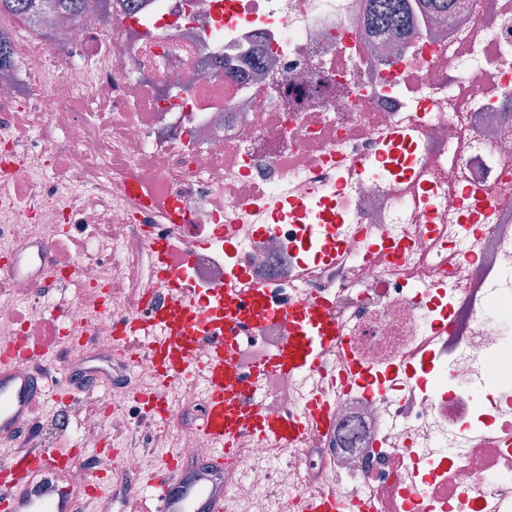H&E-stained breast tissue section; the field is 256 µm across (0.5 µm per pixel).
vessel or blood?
<instances>
[{"label": "vessel or blood", "mask_w": 512, "mask_h": 512, "mask_svg": "<svg viewBox=\"0 0 512 512\" xmlns=\"http://www.w3.org/2000/svg\"><path fill=\"white\" fill-rule=\"evenodd\" d=\"M316 194L311 187L299 196L278 194L256 202L246 200L242 206L258 218L309 214ZM145 238L157 269L156 283L148 292L146 310L113 317L112 332L122 354L140 357L160 381V388L143 392L140 398L163 424L174 420L171 390L193 378L202 380L204 414L198 439L209 454L207 463L188 471L182 465L184 449H168L140 487L149 494L151 506L135 504L129 512H236L216 478L243 437L284 451L306 430L327 435L335 429L332 401L324 393L312 396L300 416L265 405L274 382L324 377L337 351L347 348L348 339L333 314L334 296L325 292L315 297H280L270 316L254 312L247 326L241 322V313L252 309L260 291L239 287L244 275L241 266L209 281L208 298L203 301L190 275L210 251L209 239L195 238L178 250L170 236L149 229ZM57 262L54 242L42 239L29 251L14 254L0 268V275L28 281L33 292L40 293L56 286L52 270ZM271 322L282 325L283 337L242 362L244 350L263 336ZM56 341V335H35L27 325L13 346L0 349L1 438L36 436L47 396L40 371L51 362ZM82 454L79 448L61 455L38 445L19 457H1L0 512H77L72 488H58L45 477L77 463ZM297 512H336V497L301 491Z\"/></svg>", "instance_id": "vessel-or-blood-1"}]
</instances>
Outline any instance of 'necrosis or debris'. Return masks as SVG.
I'll return each mask as SVG.
<instances>
[{
	"label": "necrosis or debris",
	"mask_w": 512,
	"mask_h": 512,
	"mask_svg": "<svg viewBox=\"0 0 512 512\" xmlns=\"http://www.w3.org/2000/svg\"><path fill=\"white\" fill-rule=\"evenodd\" d=\"M61 30L65 55L34 25L0 12V36L22 73L0 71V252L48 228L78 229L70 265L78 300L68 329L120 289L112 309L140 310L152 267L145 227L179 239L238 227L247 280L275 294L330 289L360 364L385 370L434 357V375L390 394L337 388L336 435L309 432L288 454L224 467L238 512H294L302 489L334 475L337 501L373 512H512V0H469L459 16L411 0L416 34L374 37L367 0H144L165 20L132 35L128 0H90ZM223 69L216 78L215 69ZM189 85L182 107L164 98ZM410 131L390 152L391 128ZM54 129L60 144L37 142ZM161 184L171 213L143 207L131 174ZM321 187L342 224L337 260L303 261L300 223L259 236L238 205ZM498 204L472 222L486 196ZM292 263L263 274L270 257ZM362 428L341 447L337 434ZM436 457L415 479L405 450Z\"/></svg>",
	"instance_id": "1"
}]
</instances>
